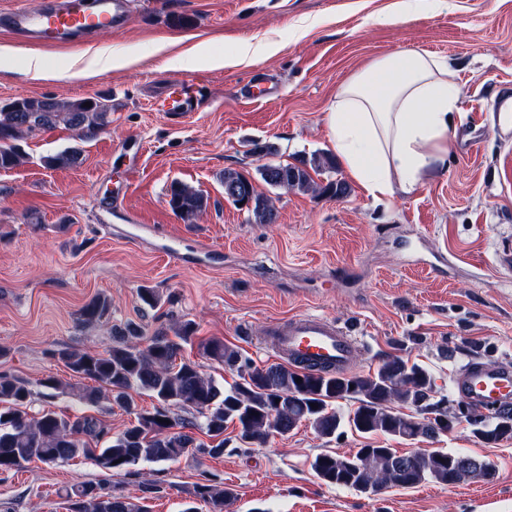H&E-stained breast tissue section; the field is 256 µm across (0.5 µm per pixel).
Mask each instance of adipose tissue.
<instances>
[{
  "label": "adipose tissue",
  "instance_id": "1",
  "mask_svg": "<svg viewBox=\"0 0 512 512\" xmlns=\"http://www.w3.org/2000/svg\"><path fill=\"white\" fill-rule=\"evenodd\" d=\"M458 96L442 59L392 53L341 86L325 117L329 137L369 195L409 194L445 165Z\"/></svg>",
  "mask_w": 512,
  "mask_h": 512
}]
</instances>
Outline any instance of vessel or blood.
<instances>
[{
    "mask_svg": "<svg viewBox=\"0 0 512 512\" xmlns=\"http://www.w3.org/2000/svg\"><path fill=\"white\" fill-rule=\"evenodd\" d=\"M125 0H46L37 11L18 8L0 17L18 39L36 46L83 43L106 28L123 23ZM188 103L184 83L175 82L157 103L160 112H179ZM264 346L278 361L297 368L344 371L350 368L358 343L337 322L314 314H296L271 322ZM454 394L488 413L512 406V367L471 359L452 380Z\"/></svg>",
    "mask_w": 512,
    "mask_h": 512,
    "instance_id": "b4317fda",
    "label": "vessel or blood"
}]
</instances>
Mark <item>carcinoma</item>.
Instances as JSON below:
<instances>
[{
    "instance_id": "carcinoma-1",
    "label": "carcinoma",
    "mask_w": 512,
    "mask_h": 512,
    "mask_svg": "<svg viewBox=\"0 0 512 512\" xmlns=\"http://www.w3.org/2000/svg\"><path fill=\"white\" fill-rule=\"evenodd\" d=\"M112 107L91 100H57L50 97H19L0 106V170L18 166L24 154L17 141L62 123L82 135L104 125ZM80 152L67 148L44 160L50 168L74 166ZM330 155L321 153L297 163H265L257 168L269 186L302 194L314 193L318 183L313 174L332 169ZM224 199L257 224H273L277 211L271 199L258 192L251 178L226 168L222 176ZM168 205L186 224H193L209 207V197L191 187L170 185ZM112 300L98 295L80 310L81 319L92 324L107 316ZM166 334L147 337L134 324L115 334L112 346L103 351L62 350L60 359L78 378L94 385L80 398L98 404L103 392L112 402L135 415L119 434L95 415L69 416L51 410L30 413L32 390L23 379L0 375V470H19L31 461L46 465L90 458L107 471L124 470L141 464L173 462L195 447L193 429L199 428L215 441L211 455L224 452V429L232 426L235 438L245 446H261L275 435L286 436L301 423L310 425L319 437L332 440L348 427L357 433L385 437H417L432 440L434 418L448 416L439 403L431 402L432 375L417 363L389 357L372 374H330L322 370L300 371L280 364L255 367L240 352L219 339L203 345L210 359L237 371L238 379L220 385L192 361H177L180 343L194 333L190 322ZM154 399L150 409L138 408L134 395ZM353 401L343 411L339 401ZM316 407H311V404ZM411 406L429 416L404 414L393 404ZM192 408L203 423L179 418L174 408ZM311 468L328 486L360 491L367 482L412 488L422 483L446 484L490 481L494 466L487 460L461 450L437 449L416 461L410 453L393 448H358L340 455L323 452ZM69 512H144L139 502L115 496L100 484L81 483L66 491ZM193 497L207 504L209 512H225L234 492L216 483L197 484Z\"/></svg>"
}]
</instances>
